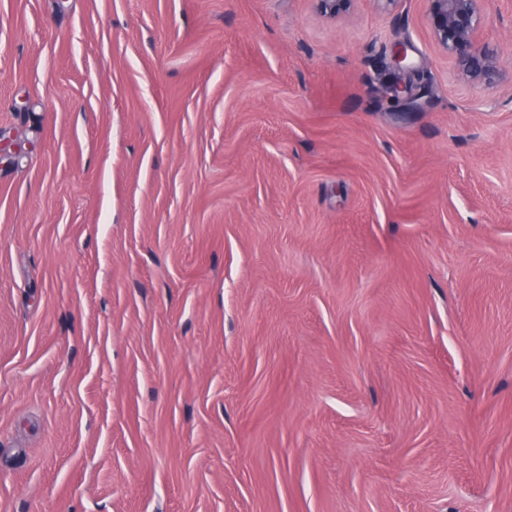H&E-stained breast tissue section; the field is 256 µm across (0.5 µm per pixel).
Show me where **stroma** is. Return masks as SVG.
<instances>
[{
  "label": "stroma",
  "mask_w": 512,
  "mask_h": 512,
  "mask_svg": "<svg viewBox=\"0 0 512 512\" xmlns=\"http://www.w3.org/2000/svg\"><path fill=\"white\" fill-rule=\"evenodd\" d=\"M425 11L0 0V512H512V0ZM426 17L436 44L470 82L492 84L499 72L494 53L479 46L486 0H424Z\"/></svg>",
  "instance_id": "1"
}]
</instances>
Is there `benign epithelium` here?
<instances>
[{
	"instance_id": "7a95c632",
	"label": "benign epithelium",
	"mask_w": 512,
	"mask_h": 512,
	"mask_svg": "<svg viewBox=\"0 0 512 512\" xmlns=\"http://www.w3.org/2000/svg\"><path fill=\"white\" fill-rule=\"evenodd\" d=\"M332 17L349 11L353 0H316ZM426 17L436 44L470 82L492 84L499 72L494 53L479 46L483 4L486 0H425Z\"/></svg>"
}]
</instances>
